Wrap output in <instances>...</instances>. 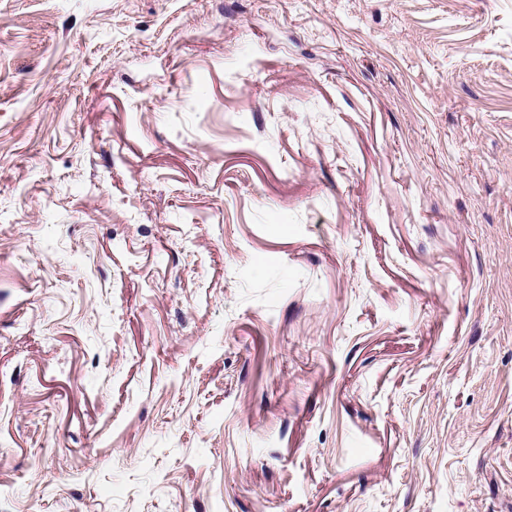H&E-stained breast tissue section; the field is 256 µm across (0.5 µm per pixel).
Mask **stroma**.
I'll use <instances>...</instances> for the list:
<instances>
[{"mask_svg": "<svg viewBox=\"0 0 512 512\" xmlns=\"http://www.w3.org/2000/svg\"><path fill=\"white\" fill-rule=\"evenodd\" d=\"M0 512H512V0H0Z\"/></svg>", "mask_w": 512, "mask_h": 512, "instance_id": "stroma-1", "label": "stroma"}]
</instances>
